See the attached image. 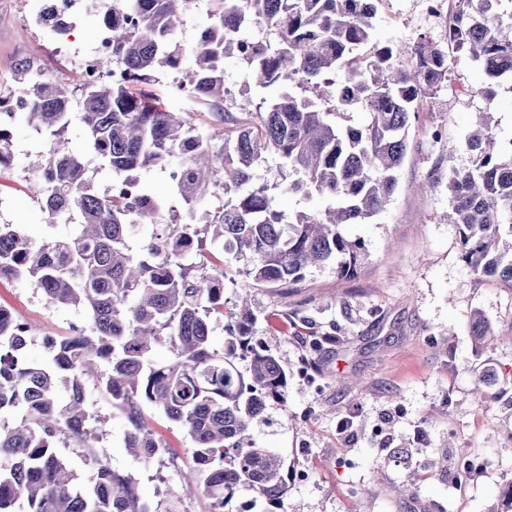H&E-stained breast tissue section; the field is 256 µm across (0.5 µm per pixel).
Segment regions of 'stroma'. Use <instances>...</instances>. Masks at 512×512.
I'll use <instances>...</instances> for the list:
<instances>
[{
	"label": "stroma",
	"mask_w": 512,
	"mask_h": 512,
	"mask_svg": "<svg viewBox=\"0 0 512 512\" xmlns=\"http://www.w3.org/2000/svg\"><path fill=\"white\" fill-rule=\"evenodd\" d=\"M35 3L0 0L1 93L17 90L23 60L69 87L82 82L79 66L101 29L97 0H87L68 35L55 40ZM375 25L380 44L407 51L419 37H437L418 0H378ZM449 62L447 83L419 104L387 209L345 228L367 250L356 273L318 270L298 287L249 293L254 339L271 342L288 372L287 401L270 406L252 431L259 447L290 465L281 512H512V285L470 273L457 229L445 219L449 171L473 164L464 142L475 116L489 115L497 144L512 141V79L488 76L463 50H450ZM134 90L157 108L193 113L200 127L212 122L192 98L173 95L167 80ZM51 148L49 137L14 122L11 162L0 168V224L21 225L35 240L73 230L51 222L29 190L34 166ZM0 303L53 336L87 318L80 308L47 305L25 281L0 282ZM477 312L495 343L472 336ZM481 389L489 400H479ZM344 418L353 426L342 434ZM154 427L177 452L174 464L158 472L128 454L124 424L113 418L105 440L112 468L132 474L148 502L173 497L182 512H207L200 489L181 477L189 438L160 415ZM467 455L485 459L486 468L466 480L457 464ZM439 457L446 466L428 468ZM412 473L415 492L396 496L393 486Z\"/></svg>",
	"instance_id": "stroma-1"
}]
</instances>
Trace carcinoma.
<instances>
[{
  "mask_svg": "<svg viewBox=\"0 0 512 512\" xmlns=\"http://www.w3.org/2000/svg\"><path fill=\"white\" fill-rule=\"evenodd\" d=\"M117 2L102 23L121 72L79 86L78 116L122 192L97 191L83 158L61 141L74 91L18 64L29 89L14 116L55 139L30 191L77 232L36 243L1 224L0 280H25L47 304L82 307L89 320L77 336L42 337L38 361L27 353L38 329L0 305V512H173L171 500L151 506L133 476L112 469L92 387L122 419L123 448L147 464L173 457L151 415L183 429L192 442L185 480L202 488L209 512H228L242 491L259 512H278L287 462L258 447L252 430L269 403L286 401L288 373L268 344L253 342L257 316L246 301L214 346L224 254L246 261L249 286L290 287L326 268L352 274L367 251L344 226L376 217L394 194L419 100L448 80V56L423 40L417 62L398 61L401 49L373 43L368 0H204L207 25L189 47L179 33L195 0ZM459 2L458 48L490 76H512V25L498 12L509 0ZM252 27L275 34L269 48L247 45ZM228 58L252 69L257 88L285 91L252 108L249 93L224 85ZM167 71L223 128L202 131L190 113L155 109L131 91ZM229 101L248 119L226 112ZM353 108L365 124L350 123ZM465 148L474 161L448 174V223L473 274L512 285V141L498 146L481 114ZM268 154L282 160L287 182L259 177ZM150 170L170 172L180 209L163 224L162 203L141 178ZM274 188L330 204L287 217L273 206ZM209 246L207 264L191 261ZM158 346L168 351L163 361ZM71 441L85 449L86 484L59 452Z\"/></svg>",
  "mask_w": 512,
  "mask_h": 512,
  "instance_id": "obj_1",
  "label": "carcinoma"
}]
</instances>
